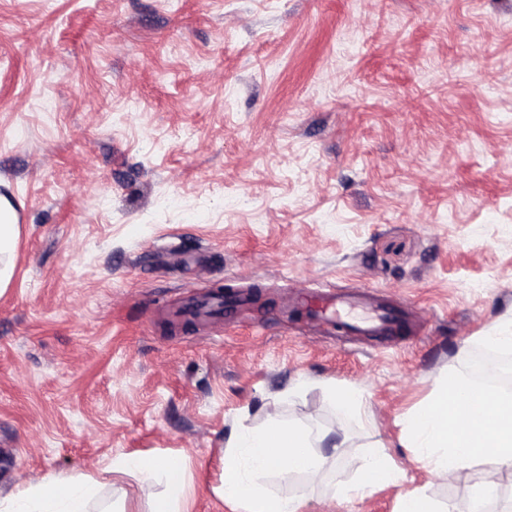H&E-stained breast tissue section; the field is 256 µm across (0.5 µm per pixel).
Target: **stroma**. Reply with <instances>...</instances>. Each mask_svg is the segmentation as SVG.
I'll return each mask as SVG.
<instances>
[{
	"mask_svg": "<svg viewBox=\"0 0 512 512\" xmlns=\"http://www.w3.org/2000/svg\"><path fill=\"white\" fill-rule=\"evenodd\" d=\"M0 199V498L174 457L182 512H246L214 492L221 457L275 414L327 458L317 483L259 479L303 512L481 489L480 463L427 472L403 420L512 322V0H0ZM219 285L233 322L182 329ZM329 289L348 307L320 323ZM380 310L405 329H356ZM344 448L403 479L345 498ZM162 490L116 473L98 498ZM17 226L13 212L0 203V256L10 253L13 249Z\"/></svg>",
	"mask_w": 512,
	"mask_h": 512,
	"instance_id": "obj_1",
	"label": "stroma"
}]
</instances>
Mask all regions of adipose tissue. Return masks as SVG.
Here are the masks:
<instances>
[{"instance_id": "obj_1", "label": "adipose tissue", "mask_w": 512, "mask_h": 512, "mask_svg": "<svg viewBox=\"0 0 512 512\" xmlns=\"http://www.w3.org/2000/svg\"><path fill=\"white\" fill-rule=\"evenodd\" d=\"M408 440L417 457L441 479L460 482L470 478L473 461L481 460L492 472L512 471V394L488 397L460 377H449L421 412L405 419ZM323 458L311 434L279 419L242 432L226 447L221 458L218 495L248 505L250 512H303L293 497L263 493L252 481L254 474L285 470L321 477ZM113 462V470L130 465ZM141 479L164 478L165 491L152 512H177L182 498L184 471L179 461L140 458L132 463ZM400 477L390 456L372 452L358 468L347 497L356 498ZM99 479L82 474L60 475L28 483L15 495L0 499V512H90Z\"/></svg>"}]
</instances>
